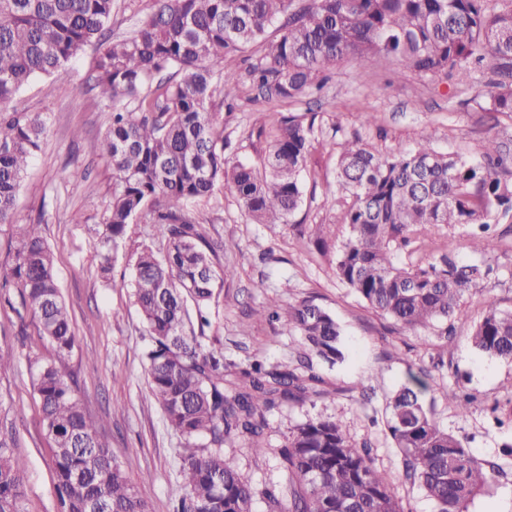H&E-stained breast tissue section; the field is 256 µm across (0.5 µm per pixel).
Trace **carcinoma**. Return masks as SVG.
I'll use <instances>...</instances> for the list:
<instances>
[{
    "instance_id": "carcinoma-1",
    "label": "carcinoma",
    "mask_w": 512,
    "mask_h": 512,
    "mask_svg": "<svg viewBox=\"0 0 512 512\" xmlns=\"http://www.w3.org/2000/svg\"><path fill=\"white\" fill-rule=\"evenodd\" d=\"M157 9L126 38L108 40L114 0H0V104L36 77L65 69L97 44L92 88L126 104L112 112L99 150L116 171L99 230L106 286L131 289L148 344L143 351L150 392L183 440L181 481L172 512H253L255 491L224 448L247 442L257 456L274 452L288 474L290 500L267 488L265 512H403L391 476L377 469L370 447L357 443L331 415L307 416L288 428L286 444L267 448V415L299 407L327 391L318 365L345 361L336 319L314 300L281 305L271 319L298 337L288 363H237L224 346L204 342L218 307L224 269L215 247L188 210L227 185L257 224H287L302 202L300 179L314 123L294 115L275 126L262 169L224 161V135L208 104L217 86L232 98L239 74L224 61L260 46L248 70L255 99L296 100L322 91L347 58L364 65L399 59L422 77L464 82L483 61L512 78V0H156ZM279 23L278 35L267 32ZM481 109L512 114V92L480 94ZM45 134L41 115L0 109V227L15 239L8 276L20 304L38 317L42 335L60 353L75 345L53 257L40 224H17L18 189ZM508 162L494 140L478 159L437 152L428 136L415 147L381 157L359 141L339 144L338 186L349 197L344 222L326 234L342 238L337 278L402 330L448 320L468 321L465 294L492 268L462 263L446 250L432 260H395L426 251L428 228L490 227L512 211V184L498 169ZM146 218L158 245L141 248L133 280L111 277L128 224ZM486 255L494 240L470 237ZM477 350L512 364V313L493 307L470 325ZM53 443L55 512H149L147 502L110 445L97 432L72 383L54 363L33 380ZM428 384L402 385L385 408V425L401 454L403 477L435 512H469L478 492L495 482L427 407ZM442 398L468 413L474 397L443 387ZM14 438L0 431V512H24V462Z\"/></svg>"
}]
</instances>
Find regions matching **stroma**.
I'll use <instances>...</instances> for the list:
<instances>
[{
  "instance_id": "1",
  "label": "stroma",
  "mask_w": 512,
  "mask_h": 512,
  "mask_svg": "<svg viewBox=\"0 0 512 512\" xmlns=\"http://www.w3.org/2000/svg\"><path fill=\"white\" fill-rule=\"evenodd\" d=\"M97 56L96 46L87 47L64 72L33 80L6 103L10 111L38 113L46 122L44 141L18 193L16 221L45 226L76 336L73 351L63 360L78 380L86 411L98 421L151 512H170L183 441L150 394L139 311L129 291L106 288L98 271L94 230L103 221L115 172L98 150L112 105L91 88ZM495 79L487 64L459 89L405 70L394 57L372 66L345 60L317 99L267 104L246 91L228 103L218 92L209 103L224 130V157L232 163L260 166L280 116L290 113L313 122L314 135L302 171V203L290 223H253L223 186L191 204L226 272L219 313L207 336L218 339L225 356L235 361L285 363L298 342L269 319V299L289 304L311 298L330 311L342 328L347 352L345 362L327 373L332 393L303 409L273 411L270 442L283 444L291 424L304 414L336 416L355 440L370 442L379 470L398 476L404 512H433V505L418 487L401 480V461L384 427L383 408L410 376L422 374L435 420L474 456L501 469L470 512H512V456L502 452L503 443L512 441V365L474 349L463 324L450 337L440 323L400 330L337 278L332 260L338 239L329 238L322 248L316 238L320 229L343 221L336 157L344 140H360L385 157L412 148L427 135L441 153L476 158L492 138L512 155V116L493 119L479 106V93ZM367 112L372 115L368 121L363 118ZM495 238L497 247L485 260L497 274L485 292L465 299L474 321L490 303L512 312V213L498 217ZM261 280L265 288L256 289ZM0 350L15 357L14 369L0 376V429L13 432L16 453L26 463L25 512H54L52 442L43 428L32 374L36 365L58 358L56 349L32 313L2 304ZM457 385L476 397L463 416L441 396L442 387ZM494 405L499 408L495 414L490 411ZM225 454L254 488L274 484L287 492L288 478L274 458H257L243 448Z\"/></svg>"
}]
</instances>
